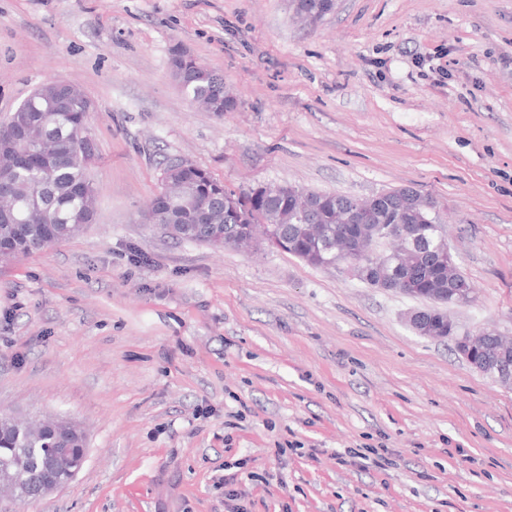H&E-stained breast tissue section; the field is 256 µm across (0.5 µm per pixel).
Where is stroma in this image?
I'll return each mask as SVG.
<instances>
[{
    "instance_id": "35a3bbf8",
    "label": "stroma",
    "mask_w": 512,
    "mask_h": 512,
    "mask_svg": "<svg viewBox=\"0 0 512 512\" xmlns=\"http://www.w3.org/2000/svg\"><path fill=\"white\" fill-rule=\"evenodd\" d=\"M179 51L233 110L191 102ZM51 80L93 106L95 215L0 263V412L76 421L87 457L24 512H512V388L416 334L421 300L142 219L176 159L409 186L474 289L450 316L511 337L512 0H0V120Z\"/></svg>"
}]
</instances>
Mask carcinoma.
Listing matches in <instances>:
<instances>
[{
  "instance_id": "obj_1",
  "label": "carcinoma",
  "mask_w": 512,
  "mask_h": 512,
  "mask_svg": "<svg viewBox=\"0 0 512 512\" xmlns=\"http://www.w3.org/2000/svg\"><path fill=\"white\" fill-rule=\"evenodd\" d=\"M177 82L208 112L222 116L235 106L233 98L224 97V79L188 56L181 61ZM85 100L79 87L71 86V96L65 98L50 81L37 88L20 111L0 121V126L12 128V133L0 135V191L15 203L11 213L0 209L1 262L27 249L37 251L45 243L69 239L92 219L96 191L88 176L89 157L80 141L86 130ZM162 178L171 180L170 193L156 196L149 210L155 223L165 228L173 225L171 236L176 239L222 248L226 246L224 225L255 224L273 230L284 241L282 251L311 266L322 267L334 259L326 243L343 228L336 223L346 200L343 194L310 191L307 211L295 198L265 194L262 185L237 193L182 159L168 163ZM303 224L320 225L324 237L314 241L300 234ZM398 224L410 225V233L392 235ZM366 229L370 248L386 241L395 246L377 254V266L369 267L359 277L361 282L411 298L432 299L435 304L426 310L442 321L448 319L445 306L472 301V289L461 267L448 276V261H440L436 253L445 238V225L430 197L420 196L415 205L397 198L381 201ZM477 359L483 362L481 374L494 380L512 368V347L489 336ZM37 427L26 420L0 418V472L10 475L18 506L32 500L42 479L40 461L54 453L55 438L37 433ZM84 462V457L72 455L53 477L66 483Z\"/></svg>"
}]
</instances>
